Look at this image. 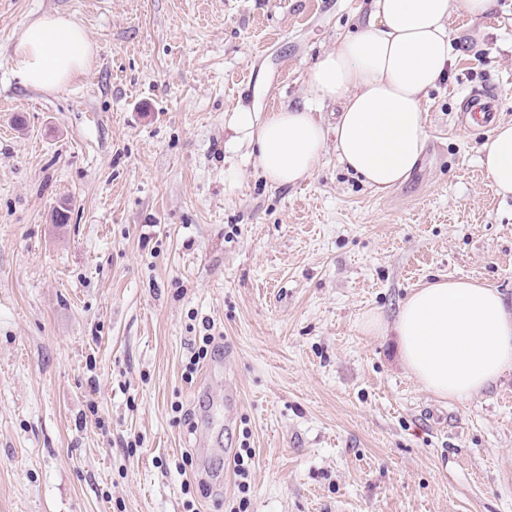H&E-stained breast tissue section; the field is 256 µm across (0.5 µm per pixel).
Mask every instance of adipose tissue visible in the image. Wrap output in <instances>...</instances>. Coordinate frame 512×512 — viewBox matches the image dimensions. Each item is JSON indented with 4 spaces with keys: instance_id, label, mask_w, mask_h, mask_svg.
<instances>
[{
    "instance_id": "1",
    "label": "adipose tissue",
    "mask_w": 512,
    "mask_h": 512,
    "mask_svg": "<svg viewBox=\"0 0 512 512\" xmlns=\"http://www.w3.org/2000/svg\"><path fill=\"white\" fill-rule=\"evenodd\" d=\"M492 6L493 0H372L367 25L339 39L311 69L309 104L280 107L263 120L241 109L228 127L248 143L272 185L311 178L332 146L368 187L388 191L409 177L425 149L421 102L448 76L451 11L478 19ZM93 56L84 28L57 14L32 20L13 47L16 74L48 93L83 74ZM326 102L338 108L331 126L312 110ZM483 154L497 194L512 195V123L495 127ZM360 329L395 334L409 376L443 400L479 395L512 369V306L497 288L473 280L435 279L406 297L394 322L372 311Z\"/></svg>"
}]
</instances>
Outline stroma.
<instances>
[{"instance_id":"stroma-1","label":"stroma","mask_w":512,"mask_h":512,"mask_svg":"<svg viewBox=\"0 0 512 512\" xmlns=\"http://www.w3.org/2000/svg\"><path fill=\"white\" fill-rule=\"evenodd\" d=\"M370 6L0 0V512H230L244 445L248 512H512V370L443 401L395 336L359 330L440 277L512 305V198L481 164L487 131L458 122L486 85L512 122V0L450 17L425 151L386 193L332 148L271 187L226 127L303 103ZM55 12L97 53L43 93L12 47ZM205 334L216 348L186 376ZM255 452L251 448H240L234 455V476L235 486L242 496L238 503V512H243L247 508L249 499L247 494L250 491V476L254 466Z\"/></svg>"}]
</instances>
